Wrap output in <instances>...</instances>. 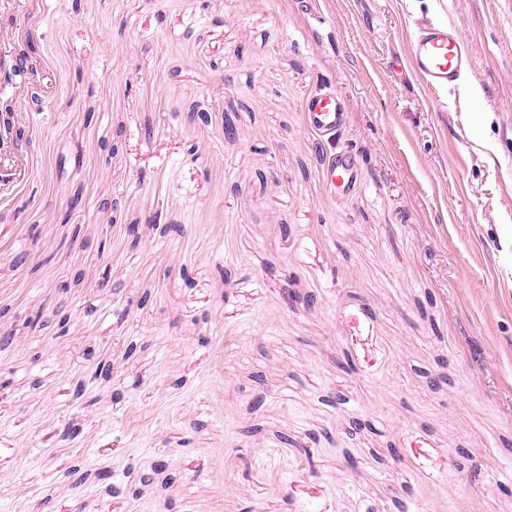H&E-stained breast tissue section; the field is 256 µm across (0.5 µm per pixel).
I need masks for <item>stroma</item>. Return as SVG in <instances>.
Here are the masks:
<instances>
[{"label":"stroma","instance_id":"1","mask_svg":"<svg viewBox=\"0 0 512 512\" xmlns=\"http://www.w3.org/2000/svg\"><path fill=\"white\" fill-rule=\"evenodd\" d=\"M425 15L460 98L390 70ZM4 37L0 512H512V0H0ZM306 112L310 127L317 131H334L343 119L341 101L334 93L311 98ZM329 188L336 191H348L356 185V170L352 158L346 153L336 156L328 177Z\"/></svg>","mask_w":512,"mask_h":512}]
</instances>
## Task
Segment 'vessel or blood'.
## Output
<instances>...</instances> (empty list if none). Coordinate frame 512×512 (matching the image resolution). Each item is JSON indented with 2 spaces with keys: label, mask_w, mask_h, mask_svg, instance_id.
<instances>
[{
  "label": "vessel or blood",
  "mask_w": 512,
  "mask_h": 512,
  "mask_svg": "<svg viewBox=\"0 0 512 512\" xmlns=\"http://www.w3.org/2000/svg\"><path fill=\"white\" fill-rule=\"evenodd\" d=\"M472 61L462 40L459 28L452 23H429L414 39L413 68L432 89H456ZM310 127L318 131L336 130L342 123L343 109L336 94L313 97L307 104ZM330 189L347 191L356 184L352 158L338 154L328 177Z\"/></svg>",
  "instance_id": "vessel-or-blood-1"
}]
</instances>
